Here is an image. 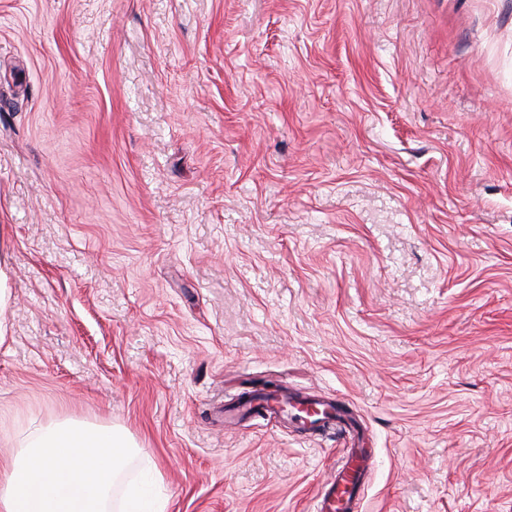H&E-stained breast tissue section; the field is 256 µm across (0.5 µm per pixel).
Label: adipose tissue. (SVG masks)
<instances>
[{"label":"adipose tissue","mask_w":512,"mask_h":512,"mask_svg":"<svg viewBox=\"0 0 512 512\" xmlns=\"http://www.w3.org/2000/svg\"><path fill=\"white\" fill-rule=\"evenodd\" d=\"M138 451L111 425L31 422L0 465V512H110L113 489Z\"/></svg>","instance_id":"adipose-tissue-1"}]
</instances>
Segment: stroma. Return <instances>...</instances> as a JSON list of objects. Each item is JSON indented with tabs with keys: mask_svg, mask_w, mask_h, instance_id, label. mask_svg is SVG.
Listing matches in <instances>:
<instances>
[{
	"mask_svg": "<svg viewBox=\"0 0 512 512\" xmlns=\"http://www.w3.org/2000/svg\"><path fill=\"white\" fill-rule=\"evenodd\" d=\"M0 458L124 429L167 512H512V0H0ZM256 379L359 431L224 426ZM352 462L353 455L338 470L336 478L318 491L316 512L353 510L362 484L363 463Z\"/></svg>",
	"mask_w": 512,
	"mask_h": 512,
	"instance_id": "1",
	"label": "stroma"
}]
</instances>
